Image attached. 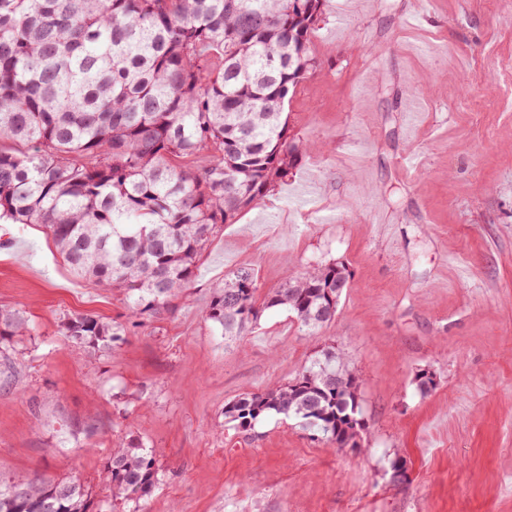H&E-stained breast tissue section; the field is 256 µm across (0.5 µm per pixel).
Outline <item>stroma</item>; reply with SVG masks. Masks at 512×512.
I'll use <instances>...</instances> for the list:
<instances>
[{
    "mask_svg": "<svg viewBox=\"0 0 512 512\" xmlns=\"http://www.w3.org/2000/svg\"><path fill=\"white\" fill-rule=\"evenodd\" d=\"M313 42L322 65L286 113L326 150L220 228L187 291L110 351L76 353L65 324L126 322L125 294L75 275L44 227L0 221V309L28 327L0 343V481L80 482L92 512H512V0H327ZM332 262L351 286L318 331L273 307L228 339L205 317L238 269L263 298ZM327 349L360 380L359 447L276 414L248 434L225 421ZM130 442L159 481L116 502L102 474Z\"/></svg>",
    "mask_w": 512,
    "mask_h": 512,
    "instance_id": "35a3bbf8",
    "label": "stroma"
}]
</instances>
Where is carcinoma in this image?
<instances>
[{"label":"carcinoma","mask_w":512,"mask_h":512,"mask_svg":"<svg viewBox=\"0 0 512 512\" xmlns=\"http://www.w3.org/2000/svg\"><path fill=\"white\" fill-rule=\"evenodd\" d=\"M324 0H0V219L40 224L73 272L129 299L128 325L66 323L76 349L104 350L188 288L221 224H232L315 140L288 135L285 106L321 66L312 49ZM200 160L195 170L178 160ZM351 288L329 263L267 295L312 333ZM254 272L213 287L206 317L239 336L258 317ZM26 321L0 310V340ZM359 380L327 351L294 379L224 406L241 432L296 418L344 448L366 428ZM114 500L158 480L130 443L104 468ZM0 512H92L76 481L0 484Z\"/></svg>","instance_id":"carcinoma-1"}]
</instances>
